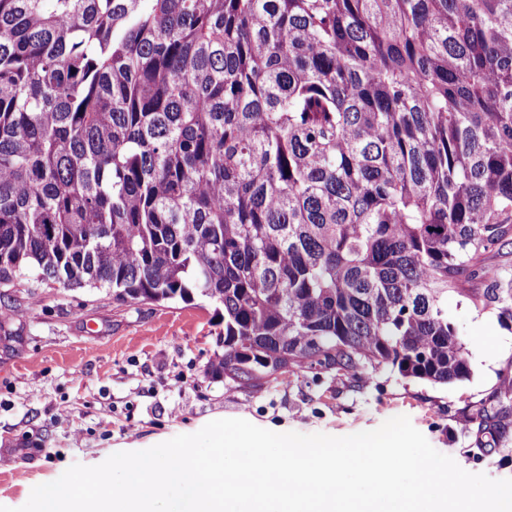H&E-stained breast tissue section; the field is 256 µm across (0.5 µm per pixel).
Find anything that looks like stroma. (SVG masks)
Wrapping results in <instances>:
<instances>
[{
    "label": "stroma",
    "instance_id": "1",
    "mask_svg": "<svg viewBox=\"0 0 512 512\" xmlns=\"http://www.w3.org/2000/svg\"><path fill=\"white\" fill-rule=\"evenodd\" d=\"M448 316L467 349V380L433 385L368 368L241 388L207 371L224 341L204 299L119 305L89 288L1 296L0 506H23L73 464L95 466L227 418L345 436L405 415L464 470L512 478V396L502 394L512 328L454 294ZM483 406L495 426L474 422Z\"/></svg>",
    "mask_w": 512,
    "mask_h": 512
}]
</instances>
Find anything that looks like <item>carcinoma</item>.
I'll return each mask as SVG.
<instances>
[{
	"instance_id": "cac0c4a2",
	"label": "carcinoma",
	"mask_w": 512,
	"mask_h": 512,
	"mask_svg": "<svg viewBox=\"0 0 512 512\" xmlns=\"http://www.w3.org/2000/svg\"><path fill=\"white\" fill-rule=\"evenodd\" d=\"M510 244L512 0H0V288L206 299L243 387L448 385ZM503 252L505 254L501 252L488 254L485 264L495 271L496 279L510 280L512 278V255L510 246L503 249Z\"/></svg>"
}]
</instances>
